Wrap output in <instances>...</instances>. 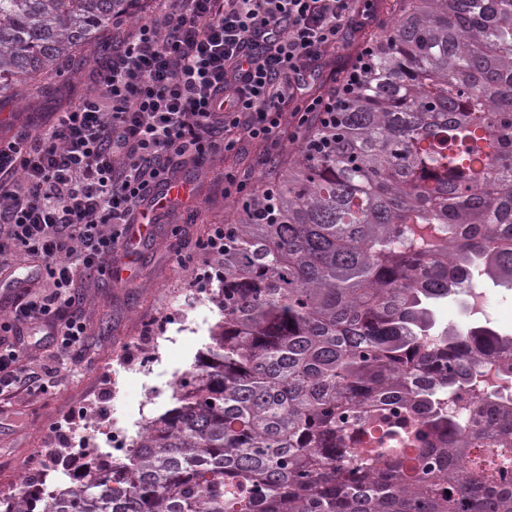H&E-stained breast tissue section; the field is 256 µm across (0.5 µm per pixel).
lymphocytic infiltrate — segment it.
<instances>
[{
	"label": "lymphocytic infiltrate",
	"mask_w": 512,
	"mask_h": 512,
	"mask_svg": "<svg viewBox=\"0 0 512 512\" xmlns=\"http://www.w3.org/2000/svg\"><path fill=\"white\" fill-rule=\"evenodd\" d=\"M356 0H151L147 20L90 67L92 91L0 139V272L34 271L0 317V396H38L74 366L88 334L78 272L108 275L156 188L237 139L276 147L332 98L306 95L322 57L357 25ZM30 328L57 349L27 369Z\"/></svg>",
	"instance_id": "obj_1"
}]
</instances>
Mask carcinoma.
<instances>
[{
  "mask_svg": "<svg viewBox=\"0 0 512 512\" xmlns=\"http://www.w3.org/2000/svg\"><path fill=\"white\" fill-rule=\"evenodd\" d=\"M137 0H0V99ZM354 89L236 200L207 352L124 460L0 512H512V336L435 308L512 287V0H387ZM467 297L465 295H452L448 298V303L443 304L438 310V319L445 325H464L474 319L468 312L466 305Z\"/></svg>",
  "mask_w": 512,
  "mask_h": 512,
  "instance_id": "1",
  "label": "carcinoma"
}]
</instances>
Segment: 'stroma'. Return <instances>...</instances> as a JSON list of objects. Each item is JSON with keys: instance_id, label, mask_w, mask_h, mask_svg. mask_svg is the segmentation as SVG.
<instances>
[{"instance_id": "35a3bbf8", "label": "stroma", "mask_w": 512, "mask_h": 512, "mask_svg": "<svg viewBox=\"0 0 512 512\" xmlns=\"http://www.w3.org/2000/svg\"><path fill=\"white\" fill-rule=\"evenodd\" d=\"M50 84L48 95L1 100L0 134L8 119L61 111L70 87L90 88L79 69L51 77ZM265 155L263 144L245 141L199 167H185L181 177L190 184L189 198L176 202L143 242L114 256L111 278L81 289L89 323L81 368L61 372L59 386L49 394H19L0 402V483L27 475L29 457L59 447L47 427L71 408L91 410L95 425L91 431L78 429L77 440L101 445L105 431L123 428L136 434L144 419L173 407V385L206 352L219 314L215 305L194 298L208 287L195 279L206 268L202 257L182 266L171 248L178 244L191 251L211 225L223 223L232 209L224 193L225 173L248 164L253 177H260ZM146 343L152 344L155 358L143 368L138 348Z\"/></svg>"}]
</instances>
